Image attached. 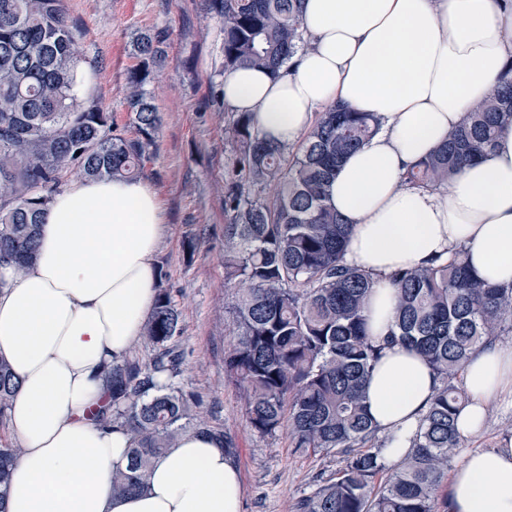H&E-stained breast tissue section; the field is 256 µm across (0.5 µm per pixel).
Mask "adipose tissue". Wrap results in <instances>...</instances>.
<instances>
[{"label": "adipose tissue", "instance_id": "1", "mask_svg": "<svg viewBox=\"0 0 512 512\" xmlns=\"http://www.w3.org/2000/svg\"><path fill=\"white\" fill-rule=\"evenodd\" d=\"M305 43L278 76L224 72V109L251 113L271 141L295 144L314 115L339 105L381 127L336 170L331 203L352 224L343 261L378 281L372 336L393 320L388 278L465 248L476 274L512 284V126L489 155L440 191L404 175L461 125L512 64V0H303ZM164 232L149 183L84 179L58 192L24 274L0 265V357L18 388L7 433L22 446L6 512H240L242 482L220 441L187 432L158 458L147 491L116 497L129 432L114 425L106 374L141 337L155 302ZM469 401L461 439L481 431L492 399H512V346L476 350L464 369ZM440 386L410 348L386 346L366 384V406L389 441L388 461L411 449ZM448 512H512V447L472 448L450 476Z\"/></svg>", "mask_w": 512, "mask_h": 512}]
</instances>
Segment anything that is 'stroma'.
I'll list each match as a JSON object with an SVG mask.
<instances>
[{
	"instance_id": "obj_1",
	"label": "stroma",
	"mask_w": 512,
	"mask_h": 512,
	"mask_svg": "<svg viewBox=\"0 0 512 512\" xmlns=\"http://www.w3.org/2000/svg\"><path fill=\"white\" fill-rule=\"evenodd\" d=\"M64 7L84 53L79 97L104 103L121 126L128 121L127 76L135 63L131 41L146 31L165 38L166 62L150 86L162 124L145 170L166 221L155 261L179 314L175 384L197 399L209 425L233 440L241 512H297L299 500L335 477L342 460L294 447L284 428L268 436L255 432L240 383L226 368L234 340L223 235L230 115L209 105L224 72V35L206 17L209 0H64ZM190 239L198 243L191 261L184 249ZM509 444L512 407L491 400L486 427L470 445Z\"/></svg>"
}]
</instances>
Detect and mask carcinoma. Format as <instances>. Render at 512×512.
Returning <instances> with one entry per match:
<instances>
[{
	"label": "carcinoma",
	"instance_id": "1",
	"mask_svg": "<svg viewBox=\"0 0 512 512\" xmlns=\"http://www.w3.org/2000/svg\"><path fill=\"white\" fill-rule=\"evenodd\" d=\"M302 0H210L224 32V69L276 75L304 45ZM162 33L133 44L128 72L129 136L100 102L78 100L82 50L62 0H0V265L23 274L42 218L72 176H145L161 116L148 86L166 55ZM512 126V67L475 102L405 182L438 190L467 162L485 157L496 133ZM380 127L377 116L333 105L318 114L292 152L268 141L250 114L224 123L230 158L224 175V270L235 290L237 335L227 367L243 384L251 428L282 427L295 447L342 457L336 478L298 503V512H440L437 490L460 445L456 421L467 403L455 385L475 350L503 324L512 328V285L491 286L463 251L448 261L389 276L396 305L386 341L371 336L367 306L375 280L343 264L352 225L329 200L337 165ZM170 293L159 285L141 337L154 350L148 368L117 362L112 423L133 433L130 462L112 474V494L147 487L152 463L187 431L224 434L200 416L198 402L174 385L180 358ZM413 348L432 367L439 391L417 429L412 451L389 468L364 405L367 378L385 343ZM165 377L160 385L158 377ZM17 383L0 359V414ZM22 448H0V512L8 474ZM382 483H376L379 476Z\"/></svg>",
	"mask_w": 512,
	"mask_h": 512
}]
</instances>
